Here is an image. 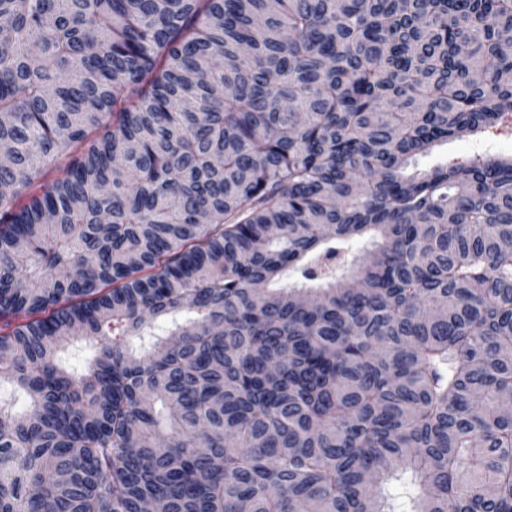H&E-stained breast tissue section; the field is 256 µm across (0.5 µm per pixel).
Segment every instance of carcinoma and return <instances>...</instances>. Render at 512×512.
I'll list each match as a JSON object with an SVG mask.
<instances>
[{
	"label": "carcinoma",
	"instance_id": "cac0c4a2",
	"mask_svg": "<svg viewBox=\"0 0 512 512\" xmlns=\"http://www.w3.org/2000/svg\"><path fill=\"white\" fill-rule=\"evenodd\" d=\"M0 18V512H512V0ZM488 156L512 157V127L496 122L475 134L448 139L425 155L417 157L408 172H426L455 162H474Z\"/></svg>",
	"mask_w": 512,
	"mask_h": 512
}]
</instances>
